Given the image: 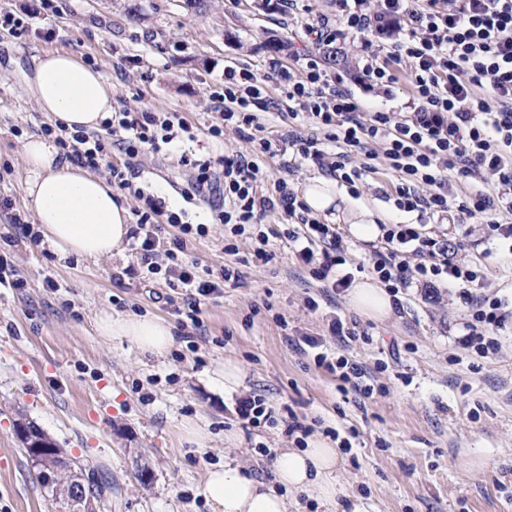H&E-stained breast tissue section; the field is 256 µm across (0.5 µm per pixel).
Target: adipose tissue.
<instances>
[{
    "label": "adipose tissue",
    "mask_w": 512,
    "mask_h": 512,
    "mask_svg": "<svg viewBox=\"0 0 512 512\" xmlns=\"http://www.w3.org/2000/svg\"><path fill=\"white\" fill-rule=\"evenodd\" d=\"M28 93L39 111L68 129H97L114 110L112 84L76 54L56 50L35 58L26 75ZM26 173L24 201L42 236V245L59 257L100 261L121 256L131 230V214L116 198L107 178L64 156L54 140L29 136L21 145ZM357 313L379 320L391 317V296L376 280L356 281L347 291ZM101 339L128 342L143 354L164 356L174 344L166 320L135 313L99 310L92 319ZM340 454L327 441L315 438L304 448H286L276 459L278 488L242 474L239 465L211 468L205 492L214 512H291L288 492L301 490L329 512H371L360 497L346 495L339 479Z\"/></svg>",
    "instance_id": "obj_1"
}]
</instances>
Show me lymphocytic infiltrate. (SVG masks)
<instances>
[{
	"label": "lymphocytic infiltrate",
	"mask_w": 512,
	"mask_h": 512,
	"mask_svg": "<svg viewBox=\"0 0 512 512\" xmlns=\"http://www.w3.org/2000/svg\"><path fill=\"white\" fill-rule=\"evenodd\" d=\"M336 5L345 29L332 31L306 22L304 33L326 46L347 32L376 35L379 44L368 49L354 80L364 90L387 91L398 80L397 67H406L411 111H361L341 78L328 75L314 55L297 56L291 67L274 57L262 79L245 69L225 67L224 89L211 95L220 122L209 127V134L221 135L226 125L241 132L256 129L258 111L287 109L291 120L312 119L315 132L305 135L292 129L273 139L260 138V153L293 151L348 184L363 179L372 159L384 155L401 175L394 201L399 211L426 212L442 220L455 210L481 216L484 234L512 251V224L499 219L501 212L512 213V0H336ZM271 82L279 98L269 96ZM188 130L178 113L125 108L113 111L99 133H71L60 123L43 128L70 161L91 169L106 163L116 149L130 157L145 145L156 153L166 151ZM325 140L336 143V153L322 149ZM358 153L365 155V163L355 164ZM181 162L195 171L182 190L184 200L219 194L213 220L233 225L238 233L282 206L290 224L288 241L299 259L325 281L328 293L350 288L353 275L339 227L314 217L287 180L276 182L277 195L270 198L258 190L262 172L255 158L235 154L214 162L185 154ZM110 176L113 186L139 202L133 212L134 235L147 272L164 274L170 287L185 290L182 313L192 327H199L201 300L223 295L226 283L239 281L238 270L230 265L201 270L189 263L187 240L206 235L205 224L192 222L186 209H169L142 173L114 166ZM455 176L474 186L456 205L451 202ZM162 216L180 231L165 246L158 235ZM380 230V244L367 261L389 293L443 280L463 286L471 312L463 344L482 357L496 353L497 331L512 323V298L485 291L480 263L460 261L447 237L429 236L418 224H384ZM302 342L315 349L317 366L340 381L368 377L365 366L323 352V340L306 336Z\"/></svg>",
	"instance_id": "1"
}]
</instances>
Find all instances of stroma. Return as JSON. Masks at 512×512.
<instances>
[{
  "label": "stroma",
  "mask_w": 512,
  "mask_h": 512,
  "mask_svg": "<svg viewBox=\"0 0 512 512\" xmlns=\"http://www.w3.org/2000/svg\"><path fill=\"white\" fill-rule=\"evenodd\" d=\"M1 7L25 29H0V230L25 211L20 145L48 118L27 97L24 75L49 50L96 66L111 80L117 107L181 113L195 135L184 151L195 159L257 153L266 193L282 177L298 192L320 176L303 158L284 174L280 157L258 154L256 141L233 127L217 138L208 133L218 121L210 95L222 87L225 66L261 78L269 57L289 66L295 53L310 49L263 0H201L194 9L184 0H0ZM270 36L283 49H266ZM181 152L143 148L131 159L116 152L110 165L149 168L156 190L179 208L194 176ZM374 166L356 190L337 185L339 196L366 204L382 223H418L417 214L394 205L398 174L384 159ZM188 209L208 226L205 237L189 242V260L241 273L238 285L202 303V325L190 334L178 326L163 276H148L132 244L123 257L92 263L0 240V255L27 281L19 289L0 286V512L64 510L37 481L17 436L20 422L111 474L112 512H212L204 474L228 458L275 484L274 455L297 447L298 437L283 422L243 427L235 395L208 382L227 360L278 415L293 413L315 436L331 430L350 440L343 485L371 499L376 512H512V327L497 353L483 358L467 350L466 304L444 282L399 292L389 321L362 317L346 296L323 302L321 282L288 245L280 211L262 219L272 253L264 262L253 256L249 235H230L207 206ZM454 240L461 261L481 263L486 290H512V262L475 219L461 215ZM312 298L318 309H309ZM102 308L165 318L176 327L172 353L148 359L102 340L92 328ZM336 316L363 333L347 355L373 367L372 397L342 391L297 345L310 335L335 348L327 325ZM186 421L200 426L198 437H186ZM262 446L271 456L259 454Z\"/></svg>",
  "instance_id": "35a3bbf8"
}]
</instances>
